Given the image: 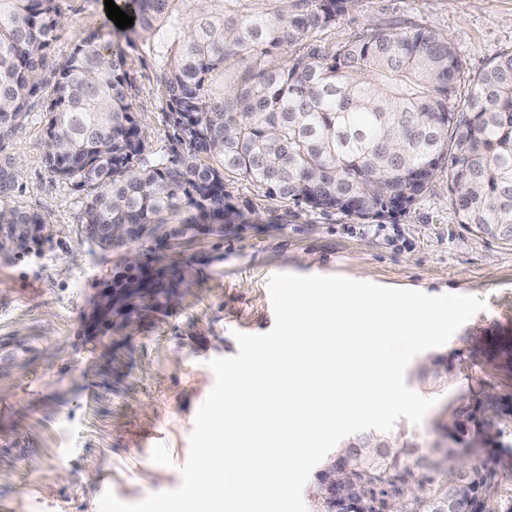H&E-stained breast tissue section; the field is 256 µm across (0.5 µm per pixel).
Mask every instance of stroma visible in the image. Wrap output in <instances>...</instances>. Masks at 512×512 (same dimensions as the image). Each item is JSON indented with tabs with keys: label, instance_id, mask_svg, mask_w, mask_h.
<instances>
[{
	"label": "stroma",
	"instance_id": "stroma-1",
	"mask_svg": "<svg viewBox=\"0 0 512 512\" xmlns=\"http://www.w3.org/2000/svg\"><path fill=\"white\" fill-rule=\"evenodd\" d=\"M50 54L61 63L97 31L124 46L131 104L153 150L166 133L151 69L127 47L104 0H63ZM419 25L443 34L469 71L512 48V0H354L317 33L325 50L363 31ZM42 114L0 146L21 166L8 206L46 222L26 249L0 258V512H99L112 490L125 503L175 489L197 410L212 390L208 366L237 355L234 332L274 325L267 281L277 272L341 275L429 295L484 299L444 346L453 376L444 386L405 382L434 398L420 424L395 431L439 442L433 423L450 403H493L498 442L512 454V243L459 224L438 172L395 218L365 223L310 212L225 173L243 222L154 235L103 249L85 240L84 195L43 162Z\"/></svg>",
	"mask_w": 512,
	"mask_h": 512
}]
</instances>
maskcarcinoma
<instances>
[{"label": "carcinoma", "mask_w": 512, "mask_h": 512, "mask_svg": "<svg viewBox=\"0 0 512 512\" xmlns=\"http://www.w3.org/2000/svg\"><path fill=\"white\" fill-rule=\"evenodd\" d=\"M62 0H0V146L35 107L43 112L49 173L85 194L86 238L112 247L108 227L132 240L171 224L222 229L244 217L227 202L224 172L310 211L361 221L396 216L440 168L459 223L512 241V49L471 73L448 39L411 26L362 32L332 53L315 34L353 0H269L274 7L225 14L232 0H126V43L155 72L165 149H151L131 108L125 53L90 33L47 67ZM280 54L279 67L269 60ZM249 59L236 87L226 64ZM19 168L0 159V233L24 248L45 223L6 206ZM421 375L452 372L448 355ZM482 405L448 407L435 430L447 458L402 432L372 475L351 474L404 512H431L457 478L474 492L504 468Z\"/></svg>", "instance_id": "carcinoma-1"}]
</instances>
